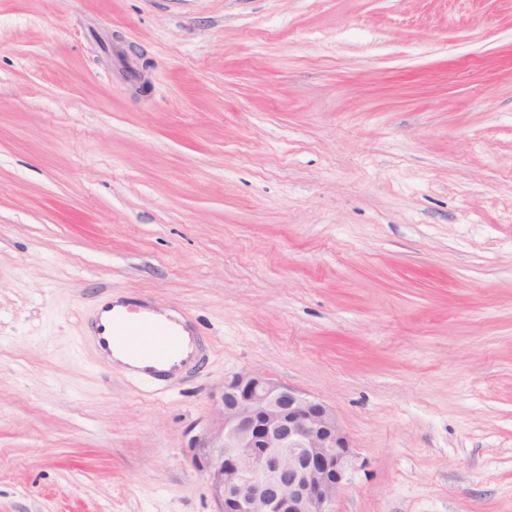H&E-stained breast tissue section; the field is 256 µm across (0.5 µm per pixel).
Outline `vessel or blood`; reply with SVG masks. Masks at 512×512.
<instances>
[{"label": "vessel or blood", "mask_w": 512, "mask_h": 512, "mask_svg": "<svg viewBox=\"0 0 512 512\" xmlns=\"http://www.w3.org/2000/svg\"><path fill=\"white\" fill-rule=\"evenodd\" d=\"M105 317L95 318L91 337L99 358L114 356L131 362V376L150 388L171 375L193 367L201 341L190 322L181 315L133 305L106 304Z\"/></svg>", "instance_id": "1"}]
</instances>
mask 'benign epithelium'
<instances>
[{
    "instance_id": "7a95c632",
    "label": "benign epithelium",
    "mask_w": 512,
    "mask_h": 512,
    "mask_svg": "<svg viewBox=\"0 0 512 512\" xmlns=\"http://www.w3.org/2000/svg\"><path fill=\"white\" fill-rule=\"evenodd\" d=\"M201 441L217 512H334L350 443L320 400L259 373L224 381Z\"/></svg>"
}]
</instances>
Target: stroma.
Returning a JSON list of instances; mask_svg holds the SVG:
<instances>
[{"label": "stroma", "mask_w": 512, "mask_h": 512, "mask_svg": "<svg viewBox=\"0 0 512 512\" xmlns=\"http://www.w3.org/2000/svg\"><path fill=\"white\" fill-rule=\"evenodd\" d=\"M108 298L207 357L103 364ZM243 371L335 412V512H512V0H0V512H216Z\"/></svg>", "instance_id": "obj_1"}]
</instances>
